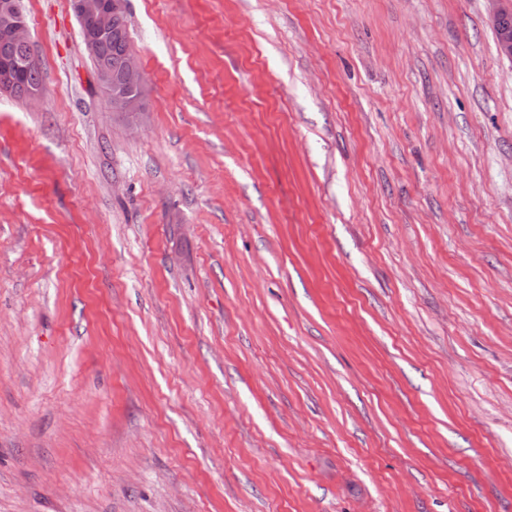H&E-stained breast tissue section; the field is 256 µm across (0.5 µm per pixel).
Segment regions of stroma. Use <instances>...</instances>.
<instances>
[{
    "label": "stroma",
    "mask_w": 512,
    "mask_h": 512,
    "mask_svg": "<svg viewBox=\"0 0 512 512\" xmlns=\"http://www.w3.org/2000/svg\"><path fill=\"white\" fill-rule=\"evenodd\" d=\"M0 94V512H512L490 0H69ZM71 5L75 16L79 20H82L87 15L94 17V25L90 28L83 29L82 23L78 21L81 31L83 29L82 35L86 51L91 57L97 56L101 42L112 28L111 36L101 47L99 59L90 57L93 63V73L96 76L98 70V83L105 88L111 89L112 99L110 105L112 111L133 112L137 99L131 96V92L141 89L144 79L137 56L130 50L131 42L127 9L121 12L125 9L126 1L71 0ZM127 52L128 54L126 55ZM123 58L121 76L117 80L114 78L113 73L116 76L119 75L120 64ZM100 61L109 64L112 68L108 65H102L98 69ZM10 67L5 66L1 69L0 73V89L1 92H7L8 86L14 79L10 90L7 92L9 95L24 98L28 97L30 92L35 88H40L43 85V74L39 63H34L28 68H21L13 75Z\"/></svg>",
    "instance_id": "35a3bbf8"
}]
</instances>
